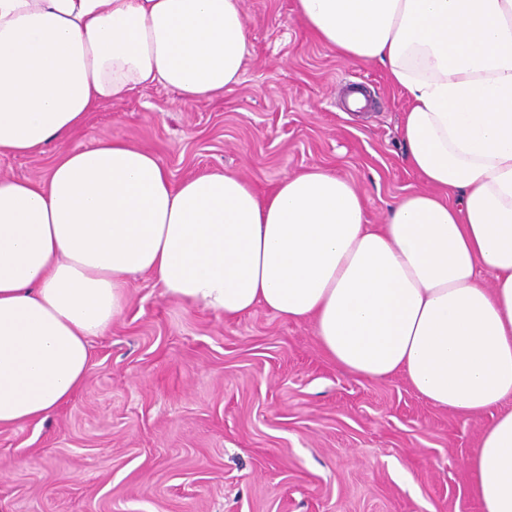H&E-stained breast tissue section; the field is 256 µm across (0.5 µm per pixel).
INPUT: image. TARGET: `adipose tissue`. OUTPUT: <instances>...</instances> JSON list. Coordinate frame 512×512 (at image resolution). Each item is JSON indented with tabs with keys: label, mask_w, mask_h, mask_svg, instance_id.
<instances>
[{
	"label": "adipose tissue",
	"mask_w": 512,
	"mask_h": 512,
	"mask_svg": "<svg viewBox=\"0 0 512 512\" xmlns=\"http://www.w3.org/2000/svg\"><path fill=\"white\" fill-rule=\"evenodd\" d=\"M295 9L337 56L405 90L423 189L369 224L357 188L320 166L264 195L234 172L176 184L120 140L62 154L42 182L0 177V427L72 398L138 274L228 319L261 306L311 322L337 366L405 375L441 409L512 398V0ZM251 48L241 0H0V154L37 153L138 88L221 95ZM466 465L481 512H512V410Z\"/></svg>",
	"instance_id": "ef3b65f1"
}]
</instances>
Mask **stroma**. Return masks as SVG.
<instances>
[{
	"label": "stroma",
	"mask_w": 512,
	"mask_h": 512,
	"mask_svg": "<svg viewBox=\"0 0 512 512\" xmlns=\"http://www.w3.org/2000/svg\"><path fill=\"white\" fill-rule=\"evenodd\" d=\"M252 53L224 95L179 102L136 89L60 142L0 156L42 180L61 153L119 139L174 181L221 170L260 194L319 165L361 192L368 223L421 187L404 160L405 96L377 63L316 41L294 0H243ZM365 89L364 109L347 95ZM91 369L46 421L0 428V512H480L465 460L496 416L438 409L400 376L339 368L309 324L243 317L130 280Z\"/></svg>",
	"instance_id": "1"
}]
</instances>
